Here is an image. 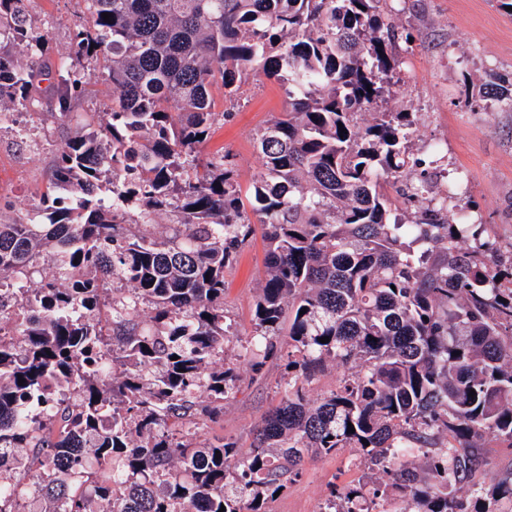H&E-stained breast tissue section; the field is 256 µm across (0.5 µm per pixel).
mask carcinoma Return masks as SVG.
Returning a JSON list of instances; mask_svg holds the SVG:
<instances>
[{
	"instance_id": "carcinoma-1",
	"label": "carcinoma",
	"mask_w": 512,
	"mask_h": 512,
	"mask_svg": "<svg viewBox=\"0 0 512 512\" xmlns=\"http://www.w3.org/2000/svg\"><path fill=\"white\" fill-rule=\"evenodd\" d=\"M26 2L0 0V106L34 104L51 80L49 116L80 129L39 204L0 213V512H271L305 458L345 448L368 473L324 512H388L391 498L395 512H512V475L474 481L480 438L512 447V260L442 205L393 215L413 119L379 108L398 66L381 0H82L87 21L54 59ZM86 61L112 83L102 114L75 111ZM259 69L288 85L289 108L261 133L243 197L197 148L212 87L231 100ZM482 90L512 108L511 78L491 71ZM249 210L268 243L252 366L284 357L288 390L241 457L234 441L193 447L188 430L237 388L213 363L235 336L224 271ZM46 252L58 275L32 288ZM330 363L350 373L308 400Z\"/></svg>"
}]
</instances>
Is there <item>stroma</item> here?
Returning a JSON list of instances; mask_svg holds the SVG:
<instances>
[{
    "label": "stroma",
    "mask_w": 512,
    "mask_h": 512,
    "mask_svg": "<svg viewBox=\"0 0 512 512\" xmlns=\"http://www.w3.org/2000/svg\"><path fill=\"white\" fill-rule=\"evenodd\" d=\"M381 7L404 39L398 47V81L385 106L413 115L410 151L416 166L404 177L426 176L433 185L463 181L457 203L473 211L485 225V237L502 257L512 256V108L490 104L479 88L486 72L512 76V16L496 0H383ZM29 11L47 32L53 54L66 53L80 21L79 0H30ZM223 118L214 123L199 147L201 158L226 156L241 190H248L262 168L257 137L271 119L288 109L280 82L263 73L248 76L238 96L224 100L213 88ZM37 105L16 115V124L0 129V202L9 215L31 210L39 202L56 150L68 133L46 114L53 97L49 81L36 90ZM444 157L432 165L431 150ZM267 247L255 231L224 274V309L238 339L224 354L240 381L223 414L193 427L192 443L206 448L227 440L246 451L254 431L284 396L282 359H266L253 372L243 348L255 331L254 310L266 278ZM484 465L477 482L491 485L512 472V448L487 437L482 441ZM356 452L348 448L306 461L300 478L271 504L272 512H323L332 487H344L361 476L352 466Z\"/></svg>",
    "instance_id": "35a3bbf8"
}]
</instances>
